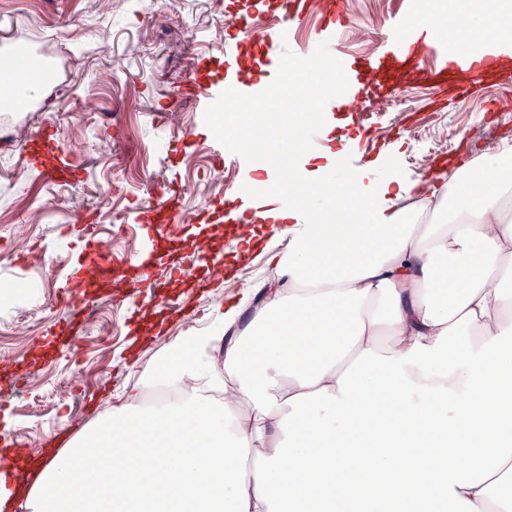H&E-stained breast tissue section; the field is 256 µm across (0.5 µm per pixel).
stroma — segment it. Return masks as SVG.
<instances>
[{
  "label": "stroma",
  "mask_w": 512,
  "mask_h": 512,
  "mask_svg": "<svg viewBox=\"0 0 512 512\" xmlns=\"http://www.w3.org/2000/svg\"><path fill=\"white\" fill-rule=\"evenodd\" d=\"M423 0H344L347 53H373L401 12L418 16ZM233 0H178L155 12L151 0H0V38L38 45L56 72L40 107L0 120V286L28 281L35 294L0 302V416L12 428L0 441H18L38 454L54 439L68 440L108 407L112 395L131 389L138 369L180 336L206 329L230 298L268 280L274 269L259 251L244 252L251 237L270 241L271 224H201L199 210L233 190L249 193L257 181L276 184L278 169L255 171L225 157L221 134L183 96L198 59L224 63L234 34ZM179 54H171L172 45ZM435 58L422 53L415 71L391 81L406 99L400 112L369 108L357 118L321 114L335 125L331 150L357 145L379 159V175L415 180L432 165L478 162L494 152L495 132L512 128V91L490 80L462 91L435 87L427 78ZM46 125L62 149L73 151L78 181L58 188L20 158ZM170 192L183 198L181 218L159 247L154 276L169 285L176 306L147 307L136 292L116 297L90 289L65 305L66 272L87 240L129 257L141 248L132 221L136 206ZM203 239L224 255L223 283L200 288L177 279L167 256L182 243ZM72 318L81 332L72 348L43 349L50 325Z\"/></svg>",
  "instance_id": "obj_1"
}]
</instances>
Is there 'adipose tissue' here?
<instances>
[{"label": "adipose tissue", "mask_w": 512, "mask_h": 512, "mask_svg": "<svg viewBox=\"0 0 512 512\" xmlns=\"http://www.w3.org/2000/svg\"><path fill=\"white\" fill-rule=\"evenodd\" d=\"M418 22L476 44L512 33V0H434ZM288 193L316 221L270 254L287 285L149 361L140 385L182 397L118 396L35 482L0 480V512H512V157Z\"/></svg>", "instance_id": "adipose-tissue-1"}]
</instances>
